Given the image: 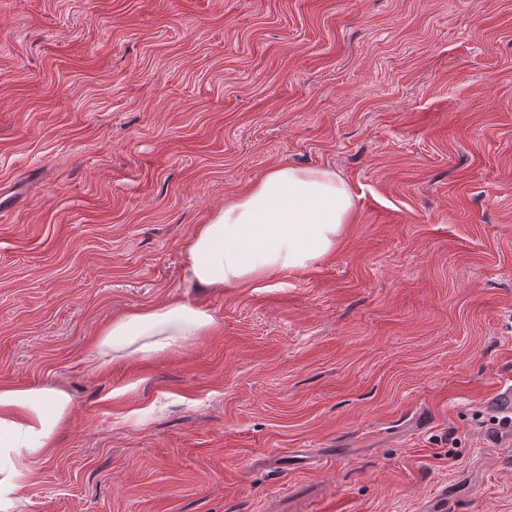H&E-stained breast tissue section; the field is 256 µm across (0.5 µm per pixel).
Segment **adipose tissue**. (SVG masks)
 <instances>
[{
	"instance_id": "1",
	"label": "adipose tissue",
	"mask_w": 512,
	"mask_h": 512,
	"mask_svg": "<svg viewBox=\"0 0 512 512\" xmlns=\"http://www.w3.org/2000/svg\"><path fill=\"white\" fill-rule=\"evenodd\" d=\"M354 218L352 193L330 168L278 165L197 225L186 249L192 283L251 286L335 252ZM205 309L169 303L119 314L102 329L98 357H148L210 335ZM71 397L55 386H0V512H13L32 463L56 452Z\"/></svg>"
}]
</instances>
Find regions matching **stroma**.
<instances>
[{"label": "stroma", "instance_id": "1", "mask_svg": "<svg viewBox=\"0 0 512 512\" xmlns=\"http://www.w3.org/2000/svg\"><path fill=\"white\" fill-rule=\"evenodd\" d=\"M328 167L336 251L189 280ZM216 323L96 365L112 317ZM512 0H0V386L72 398L16 512H512ZM353 218L335 170L275 166L197 225L186 249L191 281L246 287L306 268L336 251ZM489 404L495 413L509 419L512 417V383L510 379L499 382L494 398Z\"/></svg>", "mask_w": 512, "mask_h": 512}]
</instances>
